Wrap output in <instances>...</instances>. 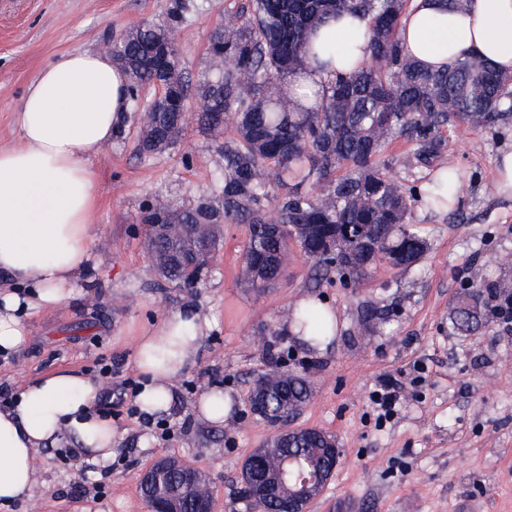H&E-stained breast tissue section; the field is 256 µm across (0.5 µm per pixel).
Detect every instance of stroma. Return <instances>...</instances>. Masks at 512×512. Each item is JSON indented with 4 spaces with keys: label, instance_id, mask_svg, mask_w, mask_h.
Returning a JSON list of instances; mask_svg holds the SVG:
<instances>
[{
    "label": "stroma",
    "instance_id": "1",
    "mask_svg": "<svg viewBox=\"0 0 512 512\" xmlns=\"http://www.w3.org/2000/svg\"><path fill=\"white\" fill-rule=\"evenodd\" d=\"M170 0H0V147L19 142L16 112L25 87L54 56L99 49L111 36L142 21L165 23ZM179 50L184 74L198 84L217 69L208 54L211 34L240 16L248 0H184ZM140 128L91 156L99 209L93 283H79L58 307L33 313L28 341L0 356V397L59 369L102 379L99 412L124 429L122 454L108 474L76 465L44 448L37 455L40 489L34 499L0 512H148L139 492L141 472L162 454L198 466L208 477L215 512H249L240 498L241 468L270 436L250 409L254 381L270 365L305 377L313 394L295 416L296 428L335 437L341 463L310 512H512V329L498 318L463 335L453 308L465 287L512 295V196L497 191V163L512 151V121L497 131L457 127L432 166L405 167L409 145L389 142L399 181H427L454 166L462 175L460 200L447 211L416 206L411 221L428 242L414 267L378 263L359 284L314 281V265L293 253L288 274L274 288L254 291L238 281L245 225L224 229V246L197 288L168 284L150 268L135 218L143 204L192 205L207 195L223 160L210 133L190 121L173 149L137 151ZM303 297L328 301L336 336L318 353L296 342L282 317ZM192 303L213 329L197 363L175 382L174 403L161 433L140 411L131 385L142 382L135 341L142 328ZM385 375L398 378V414L378 422L372 391ZM216 386L232 399L231 419L198 418L194 404Z\"/></svg>",
    "mask_w": 512,
    "mask_h": 512
}]
</instances>
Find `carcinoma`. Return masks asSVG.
<instances>
[{"mask_svg":"<svg viewBox=\"0 0 512 512\" xmlns=\"http://www.w3.org/2000/svg\"><path fill=\"white\" fill-rule=\"evenodd\" d=\"M408 0H250L234 29L215 30L209 39L212 57L234 66L205 80L197 89L199 123L220 133L224 113L236 115V137L219 142L224 168L209 194L192 206L145 203L135 223L143 226L147 252L158 259L156 274L179 288H194L208 270L203 261L223 242L221 226L245 224L239 277L256 291L288 274L282 257L295 250L312 259L323 276L358 281L386 260L395 267L415 266L428 250L410 218L418 204L431 209L447 204L455 189L452 175L437 172L426 185L395 182L397 159L382 158L384 145L404 138L411 145L408 162L428 166L439 155L445 129L460 124L493 130L508 117L512 76L487 61L463 54L445 69L429 72L409 55L399 38V22ZM183 3L171 0L169 22H144L112 39V58L129 74V119L136 121L142 92L162 83L166 96H188L189 85L170 81L183 69L171 31L183 22ZM347 12L368 21L367 51L372 64L325 84L318 102L304 107L292 98L283 104L281 87L301 77L317 60L310 34L317 24ZM166 49V69L148 51ZM177 113L157 109L154 126L141 137L142 154L175 145L168 135ZM275 209L279 229L271 231L265 214ZM193 224H216L209 236L192 234ZM180 233H171V227ZM478 299L463 296L453 316L454 328L470 333L479 326ZM313 342L324 340L328 322L322 311L306 307L285 316ZM269 409L298 411L310 396L301 376L275 365L262 375ZM328 434L309 428L273 448L262 449L259 476L286 466L307 465L313 449L325 446Z\"/></svg>","mask_w":512,"mask_h":512,"instance_id":"cac0c4a2","label":"carcinoma"}]
</instances>
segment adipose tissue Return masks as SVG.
Instances as JSON below:
<instances>
[{
  "label": "adipose tissue",
  "mask_w": 512,
  "mask_h": 512,
  "mask_svg": "<svg viewBox=\"0 0 512 512\" xmlns=\"http://www.w3.org/2000/svg\"><path fill=\"white\" fill-rule=\"evenodd\" d=\"M367 22L343 15L319 38L331 65L312 71L296 97L328 79L367 66ZM400 39L421 66L443 68L464 53L512 74V0H412ZM126 73L99 50L58 55L27 87L17 114L20 143L0 148V355L22 348L32 310L52 308L90 279L97 177L89 157L110 143L128 109ZM213 327L193 306L168 313L137 339L135 364L148 381L137 401L146 416L168 412L175 380L197 362ZM101 384L61 369L28 381L0 408V504L33 497L35 452L68 451L82 464L104 466L118 455L123 430L96 412Z\"/></svg>",
  "instance_id": "adipose-tissue-1"
}]
</instances>
